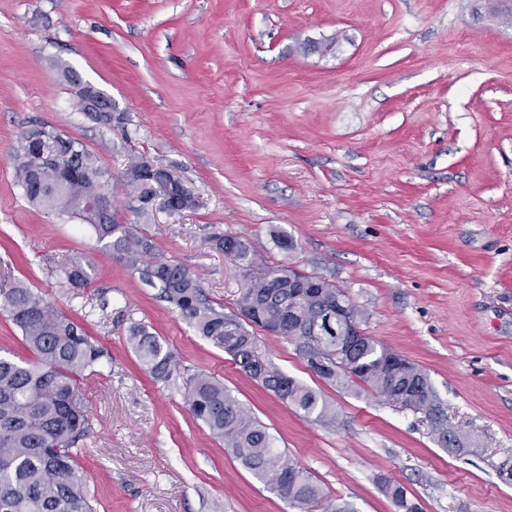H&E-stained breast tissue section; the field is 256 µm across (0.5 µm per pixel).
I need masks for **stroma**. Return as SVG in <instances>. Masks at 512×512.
Instances as JSON below:
<instances>
[{
	"label": "stroma",
	"instance_id": "1",
	"mask_svg": "<svg viewBox=\"0 0 512 512\" xmlns=\"http://www.w3.org/2000/svg\"><path fill=\"white\" fill-rule=\"evenodd\" d=\"M491 0H0V286L26 281L85 323L112 357L84 382L91 430L78 459L96 512H296L194 418L184 377L205 372L277 448L357 512H393L378 476L423 512H512V21ZM128 118L74 110L58 65ZM42 125L81 141L112 175L152 157L198 195L141 223L123 189L112 213L154 252L196 271L232 311L263 265L343 290L361 328L430 376L478 455L441 448L426 423L372 393L323 382L286 336L256 353L336 406L327 424L247 376L199 336L80 219L44 211L14 181L13 148ZM287 234L291 251L274 233ZM90 282L62 288L61 262ZM138 319L177 352L157 383L126 342ZM89 264L82 256L72 257L62 268L63 287L72 289L85 288L89 284Z\"/></svg>",
	"mask_w": 512,
	"mask_h": 512
}]
</instances>
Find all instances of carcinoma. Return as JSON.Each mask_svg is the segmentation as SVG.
Instances as JSON below:
<instances>
[{
  "mask_svg": "<svg viewBox=\"0 0 512 512\" xmlns=\"http://www.w3.org/2000/svg\"><path fill=\"white\" fill-rule=\"evenodd\" d=\"M75 70L62 69L72 90L75 110L88 99L90 84L72 78ZM60 151L47 161L48 145L20 135L14 152L15 178L26 198L47 210L70 212L90 225L99 241L139 273L141 281L160 290L182 320L198 335L227 353L248 376L261 382L276 397L306 418L332 422L336 410L319 392L302 385L278 368L258 366L256 338L249 327L283 333L295 340L298 354L310 369L337 389L359 395L371 391L399 412L419 415L431 426L438 444L448 447V419L444 404L428 374L407 357L393 366L387 347L363 336L346 355H336V341L314 333L317 318L346 299L328 279L294 272L312 295L301 300L283 281L289 266L265 270L251 282L237 312L210 300L199 275L191 268L152 256L154 246L145 236L130 235L112 218V184L108 170L78 140L54 130ZM152 160L141 158L123 173L122 187L140 219L149 217L154 198L173 196L179 212L198 206L195 192L182 181L168 186L158 182ZM89 264L72 257L62 268L66 288L89 284ZM0 311L20 330L32 352L29 362L0 355V512H94L78 463L81 445L89 435L88 415L77 405L79 387L101 377L112 358L84 325L63 313L53 302L23 281L0 293ZM128 343L150 377L168 383L180 375L176 353L160 343L143 322L133 321ZM186 401L193 416L224 442L232 455L261 482L299 512H357L354 505L328 498L315 477L286 452L275 447L266 427L250 415L220 379L194 373L187 376ZM378 484L394 512H421L408 490L388 476Z\"/></svg>",
  "mask_w": 512,
  "mask_h": 512,
  "instance_id": "1",
  "label": "carcinoma"
}]
</instances>
